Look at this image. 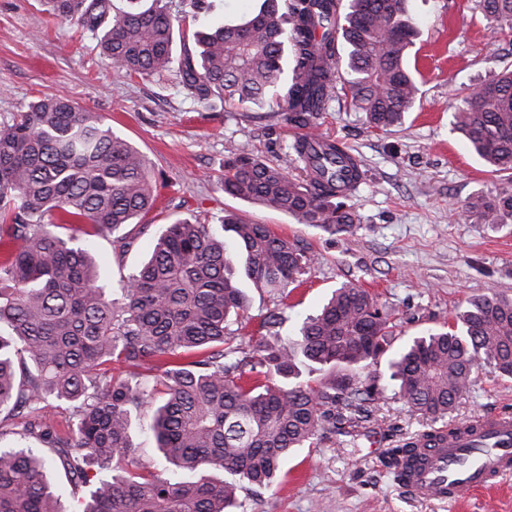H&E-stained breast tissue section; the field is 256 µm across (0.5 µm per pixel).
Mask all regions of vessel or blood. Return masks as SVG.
<instances>
[{
  "mask_svg": "<svg viewBox=\"0 0 512 512\" xmlns=\"http://www.w3.org/2000/svg\"><path fill=\"white\" fill-rule=\"evenodd\" d=\"M475 435L418 446L408 457L401 483L414 497L455 502L469 490L512 474V417H475Z\"/></svg>",
  "mask_w": 512,
  "mask_h": 512,
  "instance_id": "vessel-or-blood-1",
  "label": "vessel or blood"
}]
</instances>
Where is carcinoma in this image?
I'll return each instance as SVG.
<instances>
[{"instance_id": "cac0c4a2", "label": "carcinoma", "mask_w": 512, "mask_h": 512, "mask_svg": "<svg viewBox=\"0 0 512 512\" xmlns=\"http://www.w3.org/2000/svg\"><path fill=\"white\" fill-rule=\"evenodd\" d=\"M50 13L98 34L101 54L128 77L175 76L185 95L242 107L276 101L311 128L339 98L368 127L402 123L419 87L409 63L417 36L407 0H258L240 20L184 26L168 0H45ZM512 28V0H476ZM345 46L339 57L337 44ZM453 130L491 172L512 171V70L462 99ZM304 176L231 150L224 193L296 223L351 236L359 215L341 183L342 151L306 155ZM147 158L99 114L42 98L0 125V512H66L47 473L59 459L84 498L83 512H239L241 493L275 487L281 467L325 432L349 436L374 419L385 386L374 370L391 349L392 312L352 282L297 325L278 331L290 285L313 263L297 238L227 212L224 235L197 217L173 218L150 258L117 287L101 279L90 238L113 236L154 208ZM477 224L512 223V191L474 194ZM280 295L267 335L238 340L244 285ZM486 363L512 378V296L470 300L451 321L410 337L387 359L394 394L433 422L448 417ZM159 395L148 424L164 460L133 469L134 411ZM52 397L67 429L45 412ZM97 469L100 477L90 480Z\"/></svg>"}]
</instances>
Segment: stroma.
Segmentation results:
<instances>
[{"label":"stroma","instance_id":"1","mask_svg":"<svg viewBox=\"0 0 512 512\" xmlns=\"http://www.w3.org/2000/svg\"><path fill=\"white\" fill-rule=\"evenodd\" d=\"M408 11L419 23L411 49L419 94L403 123L367 128L363 114L343 99L316 121L317 132L342 140L365 172L351 196L360 227L349 237L224 194L228 149L296 166L299 132L282 113L204 105L172 79L128 78L98 56L94 36L50 15L43 0H0V124L37 99H67L99 113L151 162L157 209L145 224L126 225L132 247L122 253L111 238L95 240L96 258L111 281L149 256L167 221L168 201L213 225L233 211L307 245L314 262L287 299L293 313L312 312L338 284L354 281L395 313L398 346L448 321L472 298L492 291L512 296V224H475L462 212L469 196L512 190V180L487 172L451 125L462 96L512 67V39L494 33L475 0H409ZM497 412L512 413V379L485 366L447 422ZM429 425L385 390L373 421L345 445L327 434L317 447L301 450L280 485L245 494L243 512H512V475L451 504L404 492L384 464L386 451Z\"/></svg>","mask_w":512,"mask_h":512}]
</instances>
